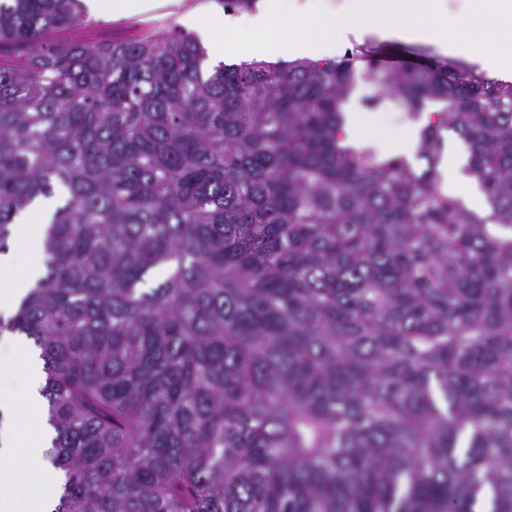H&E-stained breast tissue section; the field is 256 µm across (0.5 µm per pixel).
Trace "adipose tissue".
Listing matches in <instances>:
<instances>
[{
    "instance_id": "1",
    "label": "adipose tissue",
    "mask_w": 512,
    "mask_h": 512,
    "mask_svg": "<svg viewBox=\"0 0 512 512\" xmlns=\"http://www.w3.org/2000/svg\"><path fill=\"white\" fill-rule=\"evenodd\" d=\"M50 203L33 207L30 223L15 227V236L27 263L13 275L16 253H0V316L10 317L29 285L45 270L43 234ZM0 348L8 352L1 369L18 373L21 397L0 394V512H52L57 496L55 480L45 460L49 442L43 420L42 362L30 340L5 332Z\"/></svg>"
}]
</instances>
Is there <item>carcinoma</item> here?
<instances>
[{
	"label": "carcinoma",
	"mask_w": 512,
	"mask_h": 512,
	"mask_svg": "<svg viewBox=\"0 0 512 512\" xmlns=\"http://www.w3.org/2000/svg\"><path fill=\"white\" fill-rule=\"evenodd\" d=\"M85 16L0 0V253L64 195L0 320L43 361L54 512H512V81L50 37ZM359 82L438 106L423 170L348 143ZM444 138V155L441 165L442 181L444 188L448 192L454 193V195L460 197L468 206L478 208L483 203V198L480 194L477 195V200L468 194H459L454 189L450 188L445 180V173L449 166H460L462 167L465 162L466 154L463 142L459 137L452 131H443Z\"/></svg>",
	"instance_id": "carcinoma-1"
}]
</instances>
